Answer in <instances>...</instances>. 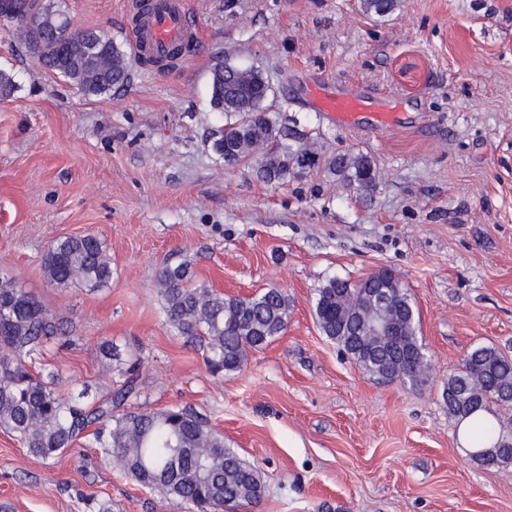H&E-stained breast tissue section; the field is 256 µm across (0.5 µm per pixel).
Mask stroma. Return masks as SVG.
Returning a JSON list of instances; mask_svg holds the SVG:
<instances>
[{
	"label": "stroma",
	"instance_id": "35a3bbf8",
	"mask_svg": "<svg viewBox=\"0 0 512 512\" xmlns=\"http://www.w3.org/2000/svg\"><path fill=\"white\" fill-rule=\"evenodd\" d=\"M202 42L176 70L133 63L125 87L88 97L43 69L0 18V278L71 322L33 372L65 397L123 407L189 406L255 467L247 512H512V464L475 463L445 387L479 347L512 356V0H401L376 20L359 0H190ZM71 24L123 44L124 0H61ZM261 69L278 122L312 130L328 152L378 162L369 193L322 172L281 186L230 167L209 133L217 61ZM358 87L395 106L384 129L338 127L312 91ZM93 234L112 259L106 288L49 285L42 255ZM189 264L227 296L287 291L285 332L236 374L167 324L156 277ZM396 273L420 315L426 384L382 383L316 325L327 278ZM111 341L117 359L99 347ZM186 512L113 469L88 437L53 459L0 431V512Z\"/></svg>",
	"mask_w": 512,
	"mask_h": 512
}]
</instances>
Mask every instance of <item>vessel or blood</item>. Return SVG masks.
<instances>
[{
    "mask_svg": "<svg viewBox=\"0 0 512 512\" xmlns=\"http://www.w3.org/2000/svg\"><path fill=\"white\" fill-rule=\"evenodd\" d=\"M128 12V44L135 60L168 68L184 64L178 49L196 41L199 34L187 0H129ZM314 104L346 127L355 126L358 115L367 110L372 111L378 126H389L395 120L393 113L377 108L375 99L355 89L317 96Z\"/></svg>",
    "mask_w": 512,
    "mask_h": 512,
    "instance_id": "b4317fda",
    "label": "vessel or blood"
}]
</instances>
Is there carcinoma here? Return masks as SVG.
Instances as JSON below:
<instances>
[{"mask_svg": "<svg viewBox=\"0 0 512 512\" xmlns=\"http://www.w3.org/2000/svg\"><path fill=\"white\" fill-rule=\"evenodd\" d=\"M400 0H360L367 16L385 18ZM34 0H0V16L16 28ZM107 68L91 76L71 62L57 42L50 43L39 64L66 78L86 96H101L129 80L131 59L105 37ZM261 72L218 63L210 81V104L224 111V125L211 133L216 154L230 166L244 165L258 180L282 185L300 176L293 155L306 157L308 170H324L348 186L370 190L378 180L374 159L348 150L327 154L310 134L278 124L269 112V96L261 90ZM43 265L57 288H105L112 281V263L106 243L91 234L66 236L47 248ZM166 322L177 333L206 350L205 362L214 374L242 369L252 352L281 335L288 322V294L268 288L249 297H225L202 284L192 283L188 266H165L158 273ZM330 277L315 289L314 316L324 336L371 377L384 376V364L400 347L410 352L407 382L426 381L429 360L417 332V312L407 290L396 282V309L384 314L398 325L393 341L375 340L351 319L358 307V286ZM64 321L32 292L11 280H0V429L15 436L36 457L50 459L71 447L95 424L93 444L112 465L139 485L159 492L167 501L191 503L198 512H228L256 504L263 488L255 469L224 446V436L189 406L157 412L119 411L136 391L139 369L127 371L121 390L107 394L92 406L67 400L56 389L54 375L34 374L27 359L48 341L66 336ZM448 413L465 420L488 411L492 403L512 405V358L493 347H480L448 377L445 390ZM484 466L512 463V429L498 425L495 443L473 457Z\"/></svg>", "mask_w": 512, "mask_h": 512, "instance_id": "1", "label": "carcinoma"}]
</instances>
